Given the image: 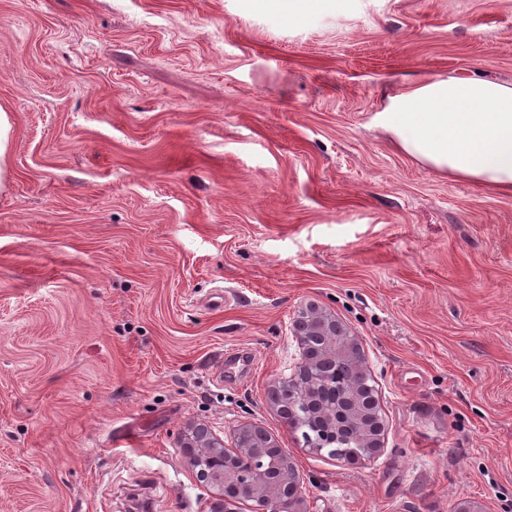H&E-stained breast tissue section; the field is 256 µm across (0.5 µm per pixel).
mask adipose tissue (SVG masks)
Segmentation results:
<instances>
[{"label":"adipose tissue","mask_w":512,"mask_h":512,"mask_svg":"<svg viewBox=\"0 0 512 512\" xmlns=\"http://www.w3.org/2000/svg\"><path fill=\"white\" fill-rule=\"evenodd\" d=\"M377 122L412 159L512 195V84L438 78L388 96Z\"/></svg>","instance_id":"1"}]
</instances>
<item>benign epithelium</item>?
<instances>
[{
  "label": "benign epithelium",
  "instance_id": "1",
  "mask_svg": "<svg viewBox=\"0 0 512 512\" xmlns=\"http://www.w3.org/2000/svg\"><path fill=\"white\" fill-rule=\"evenodd\" d=\"M292 332L300 345V361L294 374L271 391V403L285 416L288 426L298 430L304 424V416L292 414L286 406L287 396L308 398L316 386L307 385L302 379L338 366L346 368L349 379L343 390L348 393V404L338 414L322 411L324 436L334 438L339 427H348L360 446L369 452L349 457L345 463L374 457L382 447L384 422L377 400L371 396L373 387L367 383L363 356L355 338L336 315L313 305L294 318ZM182 451L194 467L203 454L224 460L223 468L206 475L207 483L218 491L212 512H235L234 506L241 501L252 502L251 512H305L294 469L283 463L286 453L258 427L237 428L233 444L227 448L210 427L196 424L184 433Z\"/></svg>",
  "mask_w": 512,
  "mask_h": 512
}]
</instances>
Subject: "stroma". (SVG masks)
<instances>
[{
    "label": "stroma",
    "instance_id": "stroma-1",
    "mask_svg": "<svg viewBox=\"0 0 512 512\" xmlns=\"http://www.w3.org/2000/svg\"><path fill=\"white\" fill-rule=\"evenodd\" d=\"M0 0V512H210L180 449L263 428L306 512H512V196L374 125L512 84V0ZM316 303L385 423L355 465L268 391ZM8 112L5 106L0 105V188H2V181L7 172L8 141L12 128Z\"/></svg>",
    "mask_w": 512,
    "mask_h": 512
}]
</instances>
